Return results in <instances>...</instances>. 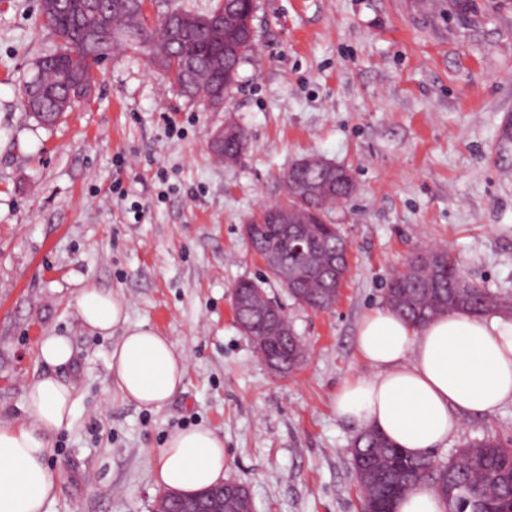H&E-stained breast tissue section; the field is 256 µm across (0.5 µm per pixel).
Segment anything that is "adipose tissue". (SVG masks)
Instances as JSON below:
<instances>
[{"label": "adipose tissue", "mask_w": 512, "mask_h": 512, "mask_svg": "<svg viewBox=\"0 0 512 512\" xmlns=\"http://www.w3.org/2000/svg\"><path fill=\"white\" fill-rule=\"evenodd\" d=\"M77 309L91 332L108 336L122 328L110 371L123 399L153 410L183 389V356L154 328L130 323L123 298L90 286ZM355 348L372 372L343 383L334 400L337 418L378 428L413 456L447 444L461 414L487 415L512 404V328L495 315L451 312L414 326L382 307L361 320ZM73 354L69 337H43L39 357L50 371L28 385L25 421L0 424V512H45L55 492L46 458L52 436L70 427L77 399L74 386L53 370ZM227 464L223 436L203 425L177 430L156 455L155 483L201 490L222 483Z\"/></svg>", "instance_id": "ef3b65f1"}]
</instances>
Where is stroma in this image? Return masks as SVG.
I'll return each mask as SVG.
<instances>
[{"mask_svg":"<svg viewBox=\"0 0 512 512\" xmlns=\"http://www.w3.org/2000/svg\"><path fill=\"white\" fill-rule=\"evenodd\" d=\"M255 48L230 101L191 100L130 51L94 65L88 101L51 126L24 87L59 41L39 0H0V423L24 419L28 384L48 369L44 336L70 337V428L47 457L46 512H153L157 450L175 430L224 438L226 480L255 512H361L348 453L359 427L336 417L346 379L368 374L355 349L364 315L411 253L447 249L490 293H512V0H256ZM240 126L229 166L213 132ZM318 155L350 169L355 192L331 215L351 246L332 309L300 307L268 280L242 234L283 196V179ZM243 279L284 307L307 351L279 378L255 356L231 300ZM110 290L131 323L167 336L185 385L146 410L113 390L121 329L82 324V288ZM512 448V404L462 417L445 462L468 441Z\"/></svg>","mask_w":512,"mask_h":512,"instance_id":"1","label":"stroma"}]
</instances>
